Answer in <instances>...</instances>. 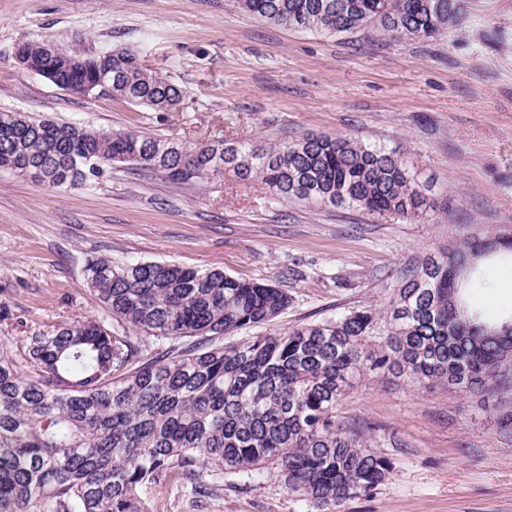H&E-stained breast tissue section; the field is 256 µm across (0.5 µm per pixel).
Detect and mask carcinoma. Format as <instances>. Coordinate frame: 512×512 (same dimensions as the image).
<instances>
[{
	"label": "carcinoma",
	"instance_id": "1",
	"mask_svg": "<svg viewBox=\"0 0 512 512\" xmlns=\"http://www.w3.org/2000/svg\"><path fill=\"white\" fill-rule=\"evenodd\" d=\"M237 3L265 23L330 35L375 24L429 39L463 16L461 0ZM128 52L107 71L98 55L80 56V67L58 60L54 75L74 93L106 83L112 98L157 111L183 99ZM118 155L127 169L178 186L231 172L278 198L367 215L415 219L434 209L398 152L349 136L190 146L0 112V168H38L44 184L75 186ZM502 254L512 257L511 232L465 224L400 278L386 305L229 347L224 336L276 318L288 294L220 269L87 258L100 316L0 339V512H152L147 491L175 478L206 498L220 475L255 482L269 461L312 512H339L391 470L369 428L338 415L366 372L491 399L496 430L511 439L512 318L485 321L462 295L465 274Z\"/></svg>",
	"mask_w": 512,
	"mask_h": 512
}]
</instances>
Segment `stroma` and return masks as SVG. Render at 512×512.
Here are the masks:
<instances>
[{
	"label": "stroma",
	"mask_w": 512,
	"mask_h": 512,
	"mask_svg": "<svg viewBox=\"0 0 512 512\" xmlns=\"http://www.w3.org/2000/svg\"><path fill=\"white\" fill-rule=\"evenodd\" d=\"M55 40L95 55L130 47L185 92L158 112L100 93L75 94L17 67L16 44ZM187 144L354 137L401 154L435 209L419 219L275 200L232 176L178 187L113 168L79 186L0 170V336L100 314L87 257L168 262L265 282L291 302L237 338L383 305L402 272L461 225L512 227V0H465V17L430 39L372 28L334 35L266 24L235 0H0V112ZM471 307L512 312V262H485ZM340 416L376 430L392 469L342 512H512V443L491 402L366 374ZM260 481L225 475L197 502L176 480L153 512H308L265 464Z\"/></svg>",
	"instance_id": "1"
}]
</instances>
